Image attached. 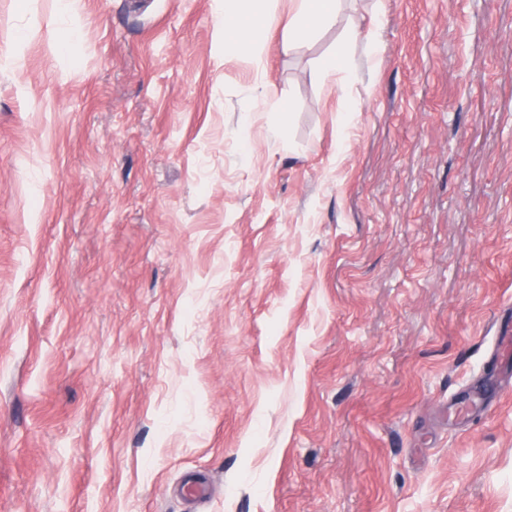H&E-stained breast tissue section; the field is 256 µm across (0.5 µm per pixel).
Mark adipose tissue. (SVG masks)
<instances>
[{"label":"adipose tissue","mask_w":512,"mask_h":512,"mask_svg":"<svg viewBox=\"0 0 512 512\" xmlns=\"http://www.w3.org/2000/svg\"><path fill=\"white\" fill-rule=\"evenodd\" d=\"M339 12L340 0H296L293 12L283 20L266 0H222L219 13L224 52L234 56L252 50L253 33L277 25L284 28L280 50H293L315 33L334 27Z\"/></svg>","instance_id":"adipose-tissue-1"}]
</instances>
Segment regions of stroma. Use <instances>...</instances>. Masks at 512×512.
<instances>
[{
	"label": "stroma",
	"instance_id": "obj_1",
	"mask_svg": "<svg viewBox=\"0 0 512 512\" xmlns=\"http://www.w3.org/2000/svg\"><path fill=\"white\" fill-rule=\"evenodd\" d=\"M373 10L0 0V512H512V0ZM267 3L260 0L219 1L226 55L234 56L253 50L251 37L256 30L281 25L277 12ZM340 5V0H297L284 24L279 49L284 53L294 50L315 33L334 27ZM358 34L348 31L337 43L336 49L322 62V69L327 77L340 76L347 79L350 76L351 58Z\"/></svg>",
	"mask_w": 512,
	"mask_h": 512
}]
</instances>
